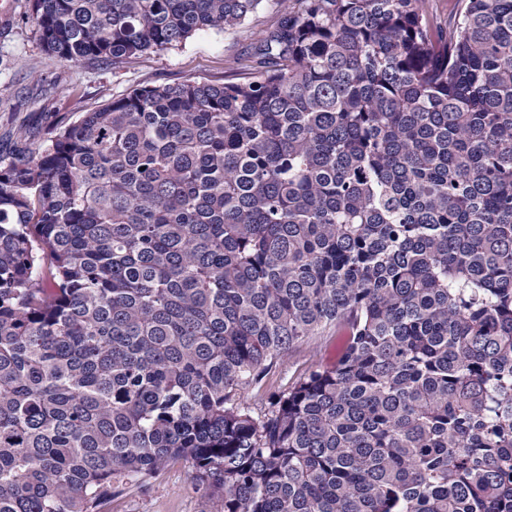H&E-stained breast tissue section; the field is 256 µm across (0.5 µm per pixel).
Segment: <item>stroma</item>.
<instances>
[{
    "label": "stroma",
    "instance_id": "35a3bbf8",
    "mask_svg": "<svg viewBox=\"0 0 512 512\" xmlns=\"http://www.w3.org/2000/svg\"><path fill=\"white\" fill-rule=\"evenodd\" d=\"M288 0H262L241 24L210 29L163 50L144 53L121 68L111 63H69L48 54L31 19V0H9L0 13V161L21 148L40 146L61 120H76L136 87L195 80L223 83L235 61L249 56L262 32L273 26ZM341 341L335 331L290 349L239 405L253 416L267 412L273 396L311 369L332 364ZM218 505L197 493L185 463L169 464L143 482L116 479L105 512H216Z\"/></svg>",
    "mask_w": 512,
    "mask_h": 512
}]
</instances>
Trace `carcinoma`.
Returning a JSON list of instances; mask_svg holds the SVG:
<instances>
[{
  "label": "carcinoma",
  "instance_id": "carcinoma-1",
  "mask_svg": "<svg viewBox=\"0 0 512 512\" xmlns=\"http://www.w3.org/2000/svg\"><path fill=\"white\" fill-rule=\"evenodd\" d=\"M32 2L48 52L117 69L261 0ZM295 2L243 79L0 164V512L180 460L220 512H512V0ZM340 341L341 336L332 329L293 347L266 370L257 383L242 393L238 401L240 407L253 417L263 415L273 396L287 389L311 369L332 364L336 360V348Z\"/></svg>",
  "mask_w": 512,
  "mask_h": 512
}]
</instances>
